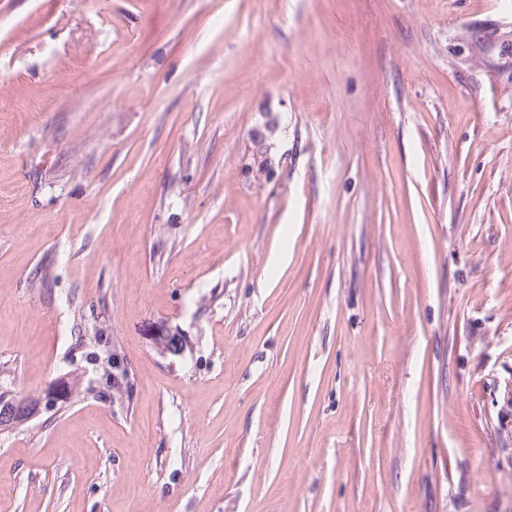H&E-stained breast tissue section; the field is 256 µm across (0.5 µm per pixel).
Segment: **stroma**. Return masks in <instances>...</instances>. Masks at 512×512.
<instances>
[{
    "label": "stroma",
    "mask_w": 512,
    "mask_h": 512,
    "mask_svg": "<svg viewBox=\"0 0 512 512\" xmlns=\"http://www.w3.org/2000/svg\"><path fill=\"white\" fill-rule=\"evenodd\" d=\"M68 372L0 512H512V0H0V392Z\"/></svg>",
    "instance_id": "1"
}]
</instances>
